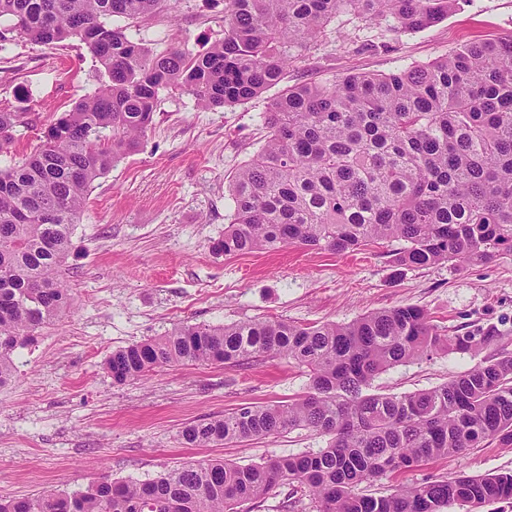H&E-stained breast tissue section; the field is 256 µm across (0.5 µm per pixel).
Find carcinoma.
<instances>
[{
	"mask_svg": "<svg viewBox=\"0 0 512 512\" xmlns=\"http://www.w3.org/2000/svg\"><path fill=\"white\" fill-rule=\"evenodd\" d=\"M181 0H0V49L18 37L44 46L78 40L100 86L53 118L20 161L0 167V386L16 351L68 305L62 266L93 183L135 152L163 92L203 109L246 103L283 82L289 63L345 12L364 25L419 32L458 0H224V39L194 54L156 53L132 22ZM20 112L0 111V153ZM265 143L235 172L234 210L216 254L288 245L336 252L401 241L400 266L489 263L512 256V37L334 84L284 86L263 116ZM500 339L449 336L405 304L349 323L286 320L174 327L117 349L116 383L189 363L279 357L305 369L307 391L286 405L244 404L182 428L186 445L269 438L307 429L326 445L250 465L202 460L146 481L103 479L0 502V512H241L281 484L307 489L318 512H443L512 499V473L401 485L364 483L490 440L512 443V353L429 389L372 391L391 367L438 352L476 354Z\"/></svg>",
	"mask_w": 512,
	"mask_h": 512,
	"instance_id": "1",
	"label": "carcinoma"
}]
</instances>
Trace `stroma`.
I'll list each match as a JSON object with an SVG mask.
<instances>
[{
    "instance_id": "obj_1",
    "label": "stroma",
    "mask_w": 512,
    "mask_h": 512,
    "mask_svg": "<svg viewBox=\"0 0 512 512\" xmlns=\"http://www.w3.org/2000/svg\"><path fill=\"white\" fill-rule=\"evenodd\" d=\"M132 34L149 48L207 49L224 36V0H182ZM512 36V0H459L448 17L420 32L389 23L359 27L339 14L288 67V85L333 82L424 64L473 41ZM98 85L86 46L49 48L19 38L0 51V110L26 113L11 153L38 142L50 115L70 109ZM277 88L243 105L206 110L186 95L162 94L145 142L98 179L90 193L64 279L70 303L15 354L17 374L0 387V500L45 487H83L102 476L146 480L190 461L249 465L323 447L294 430L222 445L182 444L183 426L246 403L284 404L307 383L280 358L244 364L167 366L146 379L114 384L103 369L112 351L179 324L285 319L347 323L399 305L424 308L448 335L499 330L500 344L478 355L441 353L393 367L374 385L385 393L432 388L512 352V256L485 266L448 262L426 268L393 262L397 241L334 253L288 246L217 255L233 210L229 182L263 144V114ZM512 472V444L498 441L365 484L386 495L401 483ZM247 512H316L306 489L283 484Z\"/></svg>"
}]
</instances>
